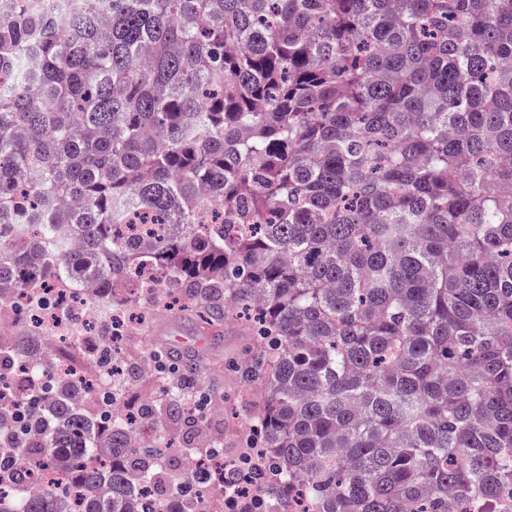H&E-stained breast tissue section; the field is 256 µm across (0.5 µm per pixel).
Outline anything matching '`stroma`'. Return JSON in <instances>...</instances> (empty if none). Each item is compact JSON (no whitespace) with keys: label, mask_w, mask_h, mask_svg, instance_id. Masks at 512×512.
I'll return each mask as SVG.
<instances>
[{"label":"stroma","mask_w":512,"mask_h":512,"mask_svg":"<svg viewBox=\"0 0 512 512\" xmlns=\"http://www.w3.org/2000/svg\"><path fill=\"white\" fill-rule=\"evenodd\" d=\"M173 347L203 354L204 360L197 364V372L208 379L211 390L224 396V411L210 414L208 432L217 446L223 448L225 457L235 456L242 446L243 429L252 421L259 406L255 390L246 388L234 370L235 365L250 361L255 354L251 337L244 327L234 322L224 323L220 336L205 335L196 320L180 309H159L152 318L137 326L131 352L125 357L133 393L144 399L157 395L155 377L141 373L139 360L151 351ZM165 436L172 439L175 446L164 452V470L176 474L186 464L185 451L197 442V428L174 417L166 425Z\"/></svg>","instance_id":"obj_1"}]
</instances>
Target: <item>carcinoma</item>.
<instances>
[{
  "label": "carcinoma",
  "mask_w": 512,
  "mask_h": 512,
  "mask_svg": "<svg viewBox=\"0 0 512 512\" xmlns=\"http://www.w3.org/2000/svg\"><path fill=\"white\" fill-rule=\"evenodd\" d=\"M130 282L250 316L278 512H512V0H0V304L29 299L0 382L44 288L125 311ZM85 389L0 385V512H65L50 472L139 512L153 417L207 438L206 396Z\"/></svg>",
  "instance_id": "1"
}]
</instances>
